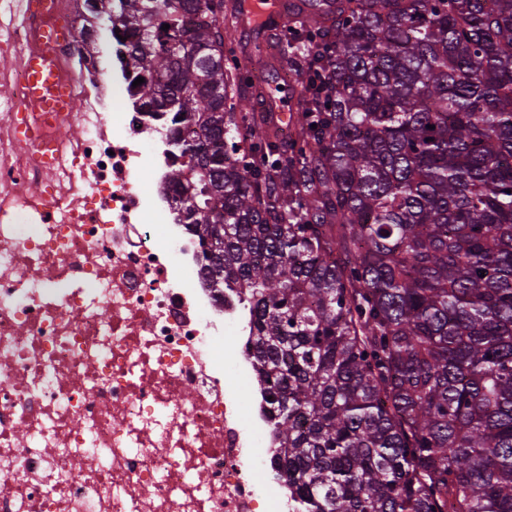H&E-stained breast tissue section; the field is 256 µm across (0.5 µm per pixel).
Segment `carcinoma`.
<instances>
[{
  "label": "carcinoma",
  "mask_w": 512,
  "mask_h": 512,
  "mask_svg": "<svg viewBox=\"0 0 512 512\" xmlns=\"http://www.w3.org/2000/svg\"><path fill=\"white\" fill-rule=\"evenodd\" d=\"M154 2L121 0L128 63L191 129L169 179L294 512H512V0H310L285 137L231 103L212 0Z\"/></svg>",
  "instance_id": "1"
}]
</instances>
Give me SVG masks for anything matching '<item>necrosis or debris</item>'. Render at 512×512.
Wrapping results in <instances>:
<instances>
[{
    "mask_svg": "<svg viewBox=\"0 0 512 512\" xmlns=\"http://www.w3.org/2000/svg\"><path fill=\"white\" fill-rule=\"evenodd\" d=\"M108 11L0 0V512H289L265 404L240 396L248 314L202 273L177 129L140 109ZM35 55L82 111L30 101Z\"/></svg>",
    "mask_w": 512,
    "mask_h": 512,
    "instance_id": "necrosis-or-debris-1",
    "label": "necrosis or debris"
}]
</instances>
